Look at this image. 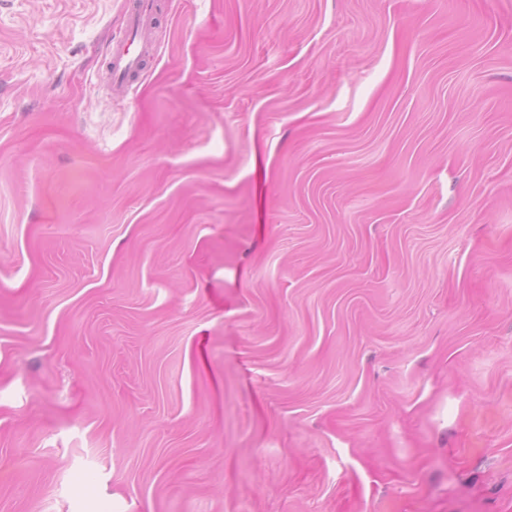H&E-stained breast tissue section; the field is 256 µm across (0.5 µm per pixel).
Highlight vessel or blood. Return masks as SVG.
I'll return each instance as SVG.
<instances>
[{
    "label": "vessel or blood",
    "instance_id": "vessel-or-blood-1",
    "mask_svg": "<svg viewBox=\"0 0 512 512\" xmlns=\"http://www.w3.org/2000/svg\"><path fill=\"white\" fill-rule=\"evenodd\" d=\"M156 13L155 0H133L127 23L113 41L110 62L106 69L111 90L130 91L149 53L144 35L150 29Z\"/></svg>",
    "mask_w": 512,
    "mask_h": 512
}]
</instances>
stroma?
<instances>
[{"mask_svg":"<svg viewBox=\"0 0 512 512\" xmlns=\"http://www.w3.org/2000/svg\"><path fill=\"white\" fill-rule=\"evenodd\" d=\"M0 0V512H512V0ZM156 7L154 0H133L125 28L114 38L106 69L111 95L112 90L129 92L135 84L144 58L149 54L150 49L144 41V35L155 20Z\"/></svg>","mask_w":512,"mask_h":512,"instance_id":"1","label":"stroma"}]
</instances>
